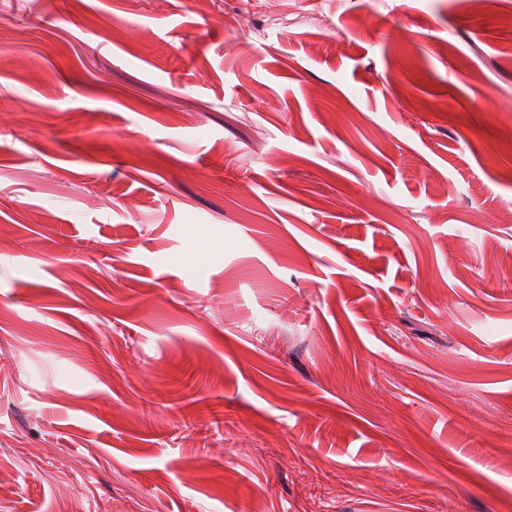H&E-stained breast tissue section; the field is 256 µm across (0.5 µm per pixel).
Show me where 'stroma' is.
<instances>
[{
    "instance_id": "stroma-1",
    "label": "stroma",
    "mask_w": 512,
    "mask_h": 512,
    "mask_svg": "<svg viewBox=\"0 0 512 512\" xmlns=\"http://www.w3.org/2000/svg\"><path fill=\"white\" fill-rule=\"evenodd\" d=\"M509 6L0 0V512H512Z\"/></svg>"
}]
</instances>
